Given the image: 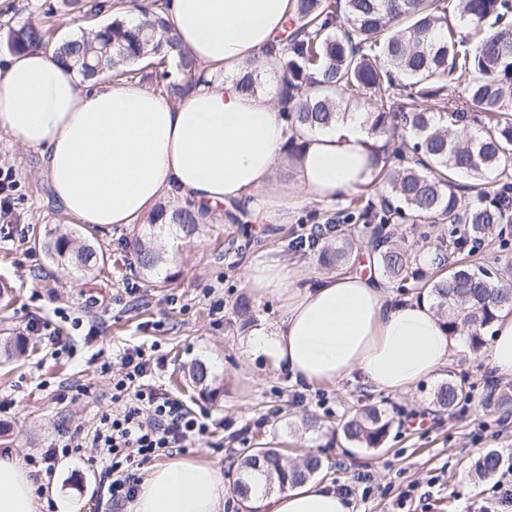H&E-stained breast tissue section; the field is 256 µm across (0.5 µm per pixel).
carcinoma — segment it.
Masks as SVG:
<instances>
[{
	"mask_svg": "<svg viewBox=\"0 0 512 512\" xmlns=\"http://www.w3.org/2000/svg\"><path fill=\"white\" fill-rule=\"evenodd\" d=\"M291 30L284 43L271 46L247 63L241 88L252 92L264 72L279 74V91L294 102L284 112L290 135L288 157H300L303 134L326 126L341 115L353 97L371 94L366 112L371 130L384 138L377 155L384 193L368 201L352 198L336 216L326 219L324 237L336 236V245L322 249L318 263L326 269L349 260L354 240L342 227L372 229L371 244L388 279L400 288L428 291L451 334L467 337L472 350L483 345V331L497 314L512 312V281L486 267L461 264L450 272L429 276L417 255L403 247L394 233H384L396 221L409 217L418 226H453L459 233L454 248L470 249L503 235L512 223V25L490 32L485 24L502 20L500 0H456L463 33L448 23L446 0H292ZM70 10L91 12V28L59 39L56 60L88 78L109 74L134 79L138 65L153 68L155 87L169 99L182 97L204 79L191 54L179 48L177 37L162 16L161 0L140 5L144 20L122 19L127 0H66ZM51 26L25 22L8 30L7 48L19 53L49 43ZM476 44L470 51V44ZM463 86L458 99L443 96L441 79ZM479 123L477 133L469 132ZM399 131L406 139L389 150ZM493 168L504 180L493 192L483 178ZM467 177L471 183H458ZM205 212L191 204L160 206L153 222L173 224L193 235ZM52 258L75 260L85 273L97 265L93 246H73L65 231L46 245ZM139 267L153 272L163 261L151 240L139 239ZM188 384L201 396L220 394L210 366L202 361L190 368ZM467 393L453 380L434 392L441 411L453 409ZM392 421L371 408L344 420L345 440L361 448L383 445ZM496 451L475 463L480 478H491L505 468ZM323 470L314 454L290 465L275 448L261 447L244 456L235 472L238 495L251 492L250 477L259 473L268 491L292 487Z\"/></svg>",
	"mask_w": 512,
	"mask_h": 512,
	"instance_id": "obj_1",
	"label": "carcinoma"
}]
</instances>
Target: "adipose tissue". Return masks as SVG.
<instances>
[{
    "instance_id": "obj_1",
    "label": "adipose tissue",
    "mask_w": 512,
    "mask_h": 512,
    "mask_svg": "<svg viewBox=\"0 0 512 512\" xmlns=\"http://www.w3.org/2000/svg\"><path fill=\"white\" fill-rule=\"evenodd\" d=\"M165 16L200 68L221 80L196 85L177 102L130 82L88 92V82L33 48L0 71V127L14 144L40 150L51 190L82 224H137L163 194L208 210L238 204L258 223L283 224L292 198L274 186L289 136L279 97L242 91L247 61L277 43L288 0H168ZM296 199L331 202L372 188L378 140L363 111L346 112L304 135ZM257 295L281 298L282 318L252 328L246 359L271 361L296 383L350 375L403 394L447 361L449 335L425 300L392 304L377 270H339L307 282L287 262L266 258L245 271ZM488 358L512 377V314L490 327ZM228 489L207 463L176 460L145 479L132 512H222ZM247 512H349L313 480L281 492L251 491ZM0 512H38L36 484L12 449L0 452Z\"/></svg>"
}]
</instances>
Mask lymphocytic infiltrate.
Returning a JSON list of instances; mask_svg holds the SVG:
<instances>
[{"label": "lymphocytic infiltrate", "mask_w": 512, "mask_h": 512, "mask_svg": "<svg viewBox=\"0 0 512 512\" xmlns=\"http://www.w3.org/2000/svg\"><path fill=\"white\" fill-rule=\"evenodd\" d=\"M163 365V359H151L141 349L125 351L121 371L113 378L112 406L100 413L92 434L50 446L41 458L31 459V466L89 448L107 461L98 475L100 498L113 507L133 500L138 484L128 474V464L183 451L212 426L208 417L188 411L180 398L154 384V373Z\"/></svg>", "instance_id": "1"}]
</instances>
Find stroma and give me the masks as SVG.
Segmentation results:
<instances>
[{
	"mask_svg": "<svg viewBox=\"0 0 512 512\" xmlns=\"http://www.w3.org/2000/svg\"><path fill=\"white\" fill-rule=\"evenodd\" d=\"M62 0H0V65L9 50V28L43 19ZM15 172L12 216L0 224V339L24 337V355L0 364V398L11 401L0 411V441L17 448L20 460L38 457L59 435L87 433L101 407L112 396V373L119 370L125 350L141 347L165 360L154 376L156 385L181 398L196 412L208 413L219 429L196 441L179 455L187 462L235 472L251 449L271 444L287 449L290 459L314 452L325 463L318 479L330 487L370 475L373 493L354 496L351 512H398L407 486H415L411 512H477L491 480L471 474V466L487 450L512 454V413L486 406L487 382L494 378L485 350L462 346L452 351L432 378L404 395L375 389L358 376L334 383H294L272 365L245 361L240 339L246 331L236 316V304L249 298L255 322L282 314L273 296L252 297L244 281L249 264L270 256L294 262L310 278L321 276L315 252H297L289 244L347 204L304 202L288 212L284 224L259 225L239 205L209 212L198 232L178 239L168 262L157 271L167 279L152 287L129 244V226L94 227L76 223L55 201L38 151L11 146L0 128V165ZM72 229L79 239L102 250L104 264L94 273L77 274L71 265L51 259L42 244L55 229ZM142 300L131 305L129 289ZM222 304L215 312L214 304ZM99 322L98 336L79 343L74 356H54L48 340L28 334L30 317H52L56 309ZM203 360L224 393L208 400L178 387L183 366ZM469 391L466 409L440 412L432 400L447 380ZM375 405L385 409L392 425L382 447L354 448L339 432L340 422L355 409ZM316 415L318 425L302 424ZM246 429L244 440L233 439ZM104 463L90 449L52 463L39 473L37 485H55L68 501L69 512H111L96 494V478Z\"/></svg>",
	"mask_w": 512,
	"mask_h": 512,
	"instance_id": "1",
	"label": "stroma"
}]
</instances>
